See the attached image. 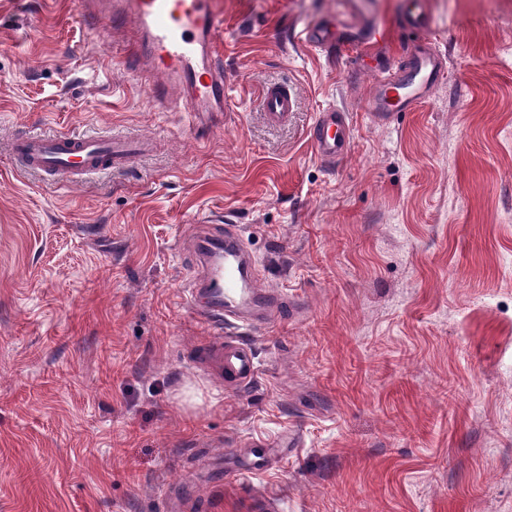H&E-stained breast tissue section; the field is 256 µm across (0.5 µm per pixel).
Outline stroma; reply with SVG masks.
<instances>
[{
  "instance_id": "obj_1",
  "label": "stroma",
  "mask_w": 512,
  "mask_h": 512,
  "mask_svg": "<svg viewBox=\"0 0 512 512\" xmlns=\"http://www.w3.org/2000/svg\"><path fill=\"white\" fill-rule=\"evenodd\" d=\"M384 38L298 40L349 0H220L224 112L190 131L121 64L134 42L77 0H0V512H512V0H421L448 78L376 121L378 56L408 0H360ZM288 83L287 124L263 116ZM349 112L328 168L308 132ZM130 141L61 185L16 169L22 129ZM241 226L300 311L251 336L236 392L196 360L187 238ZM299 448L238 482L248 439ZM264 116L272 125H280L288 121L295 110V97L284 84H270L263 90L262 99Z\"/></svg>"
}]
</instances>
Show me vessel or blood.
Wrapping results in <instances>:
<instances>
[{
    "label": "vessel or blood",
    "mask_w": 512,
    "mask_h": 512,
    "mask_svg": "<svg viewBox=\"0 0 512 512\" xmlns=\"http://www.w3.org/2000/svg\"><path fill=\"white\" fill-rule=\"evenodd\" d=\"M87 31L99 32L103 17L128 22L136 30L134 51L124 61L133 75L153 72V98L167 109L188 113L191 122L205 113L224 109V65L216 43L223 25L217 0H80ZM403 26L414 32L402 64L380 73L370 103L372 117L385 121L397 112H409L428 98L446 79L447 64L426 34L427 23L417 8L403 16ZM378 26L352 15L339 28L313 25L300 38L309 45L343 48L369 46L381 38ZM264 116L272 125L287 122L295 110V97L283 84L265 87ZM312 149L321 162L335 165L350 153L352 126L348 112L328 108L316 114L310 129ZM12 154L25 167L48 177L74 184L111 168L120 152L119 139L97 133L19 135ZM195 256L190 300L194 312L206 322L260 332L277 317L262 312L258 287L261 269L243 242L239 226L211 222L202 226L192 244ZM201 356L215 363L231 385L249 384L257 375L253 351L244 345H205Z\"/></svg>",
    "instance_id": "b4317fda"
}]
</instances>
